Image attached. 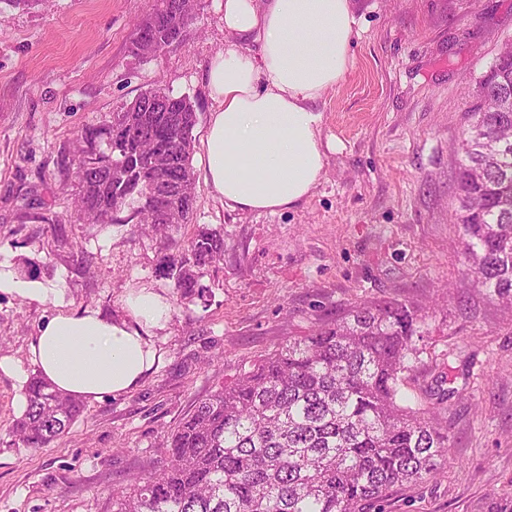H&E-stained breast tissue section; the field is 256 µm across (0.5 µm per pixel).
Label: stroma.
<instances>
[{"instance_id": "1", "label": "stroma", "mask_w": 512, "mask_h": 512, "mask_svg": "<svg viewBox=\"0 0 512 512\" xmlns=\"http://www.w3.org/2000/svg\"><path fill=\"white\" fill-rule=\"evenodd\" d=\"M153 0H0V261L58 285L65 309L109 315L132 291L168 297L161 360L135 390L84 402L69 432L28 448L12 425L38 369L29 347L54 304L0 294V512H112V495L158 468L168 435L218 384L353 307L401 301L427 313L400 390L448 424L447 463L394 490L383 512H483L512 492V318L468 281L456 207L460 133L472 91L512 41V0H355V63L314 102L329 143L310 198L230 211L203 176L191 223L224 233L202 295L160 275L163 246L129 224H76V181L58 169L83 126L148 89L195 106L193 152L213 103L204 83L224 48L223 10L198 0L184 41L143 59L136 22Z\"/></svg>"}]
</instances>
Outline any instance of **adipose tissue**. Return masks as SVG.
I'll use <instances>...</instances> for the list:
<instances>
[{"instance_id": "obj_1", "label": "adipose tissue", "mask_w": 512, "mask_h": 512, "mask_svg": "<svg viewBox=\"0 0 512 512\" xmlns=\"http://www.w3.org/2000/svg\"><path fill=\"white\" fill-rule=\"evenodd\" d=\"M353 0H224V50L205 72L216 104L204 138L206 184L231 210L283 212L306 201L326 165L313 104L354 66ZM0 293L58 303L61 292L0 262ZM169 300L128 294L121 314L57 311L40 325L31 361L56 389L90 401L136 388L160 361L150 331Z\"/></svg>"}]
</instances>
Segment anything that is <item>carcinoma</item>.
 <instances>
[{
  "instance_id": "carcinoma-1",
  "label": "carcinoma",
  "mask_w": 512,
  "mask_h": 512,
  "mask_svg": "<svg viewBox=\"0 0 512 512\" xmlns=\"http://www.w3.org/2000/svg\"><path fill=\"white\" fill-rule=\"evenodd\" d=\"M156 25L137 23L132 51L188 23L177 0H155ZM508 83L490 73L473 91L461 140L458 206L451 222L466 237L467 275L512 305V60ZM143 112L82 129L86 143L73 223L123 219L164 234L173 213L193 215L191 155L194 105L161 88ZM172 154L167 181H149L152 151ZM119 168L128 174L120 182ZM224 255V234L201 231L182 255L165 254L163 274L185 295L203 290V270ZM425 312L403 302L354 307L306 336L288 339L200 402L167 437L166 465L137 477L112 496V512H367L393 488L434 477L448 433L435 415L398 401L400 375L417 353L414 337ZM13 432L42 448L67 433L81 407L42 377L25 390ZM486 512H512V493L490 498Z\"/></svg>"
}]
</instances>
